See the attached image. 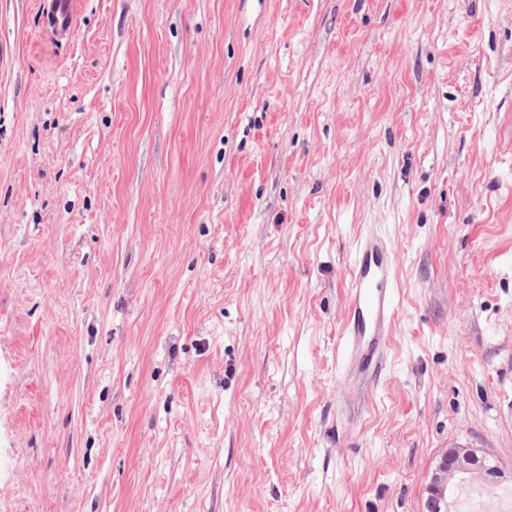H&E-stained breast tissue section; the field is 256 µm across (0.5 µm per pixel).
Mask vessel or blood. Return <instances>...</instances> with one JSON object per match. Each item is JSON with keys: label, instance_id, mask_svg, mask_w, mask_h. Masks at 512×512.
Listing matches in <instances>:
<instances>
[{"label": "vessel or blood", "instance_id": "1", "mask_svg": "<svg viewBox=\"0 0 512 512\" xmlns=\"http://www.w3.org/2000/svg\"><path fill=\"white\" fill-rule=\"evenodd\" d=\"M71 0H51L59 38H69ZM396 269L388 241L364 229L349 267L346 318L339 350L345 382L356 393L374 388L391 345Z\"/></svg>", "mask_w": 512, "mask_h": 512}]
</instances>
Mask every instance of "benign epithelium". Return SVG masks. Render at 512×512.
Masks as SVG:
<instances>
[{
	"label": "benign epithelium",
	"instance_id": "obj_1",
	"mask_svg": "<svg viewBox=\"0 0 512 512\" xmlns=\"http://www.w3.org/2000/svg\"><path fill=\"white\" fill-rule=\"evenodd\" d=\"M466 479L496 488L512 482V471L504 472L482 448H449L441 455L426 486L424 512H456L455 501L448 497Z\"/></svg>",
	"mask_w": 512,
	"mask_h": 512
}]
</instances>
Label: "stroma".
I'll return each instance as SVG.
<instances>
[{
    "label": "stroma",
    "mask_w": 512,
    "mask_h": 512,
    "mask_svg": "<svg viewBox=\"0 0 512 512\" xmlns=\"http://www.w3.org/2000/svg\"><path fill=\"white\" fill-rule=\"evenodd\" d=\"M72 2L59 40L0 0V512H422L446 448L512 469V0ZM396 269L388 241L366 227L349 267L346 318L339 350L345 382L357 394L373 389L391 345Z\"/></svg>",
    "instance_id": "stroma-1"
}]
</instances>
